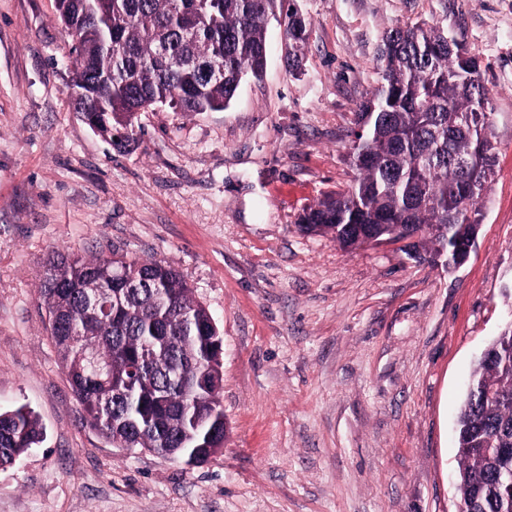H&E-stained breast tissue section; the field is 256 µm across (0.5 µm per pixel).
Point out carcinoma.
Segmentation results:
<instances>
[{
    "mask_svg": "<svg viewBox=\"0 0 512 512\" xmlns=\"http://www.w3.org/2000/svg\"><path fill=\"white\" fill-rule=\"evenodd\" d=\"M277 0H62L73 87L97 86L75 108L109 142L157 105L226 109L244 79L263 73ZM300 69L310 22L285 12ZM459 42L438 23L398 25L378 56L379 86L357 112L356 176L297 218L343 248L407 240L452 252L475 240L494 175L489 90L461 66ZM224 68L221 80L209 70ZM40 299L86 423L119 448H154L206 462L224 448L222 340L184 276L156 259L49 257ZM457 420L458 491L465 512H512V322L482 354ZM43 440L34 412H0V468Z\"/></svg>",
    "mask_w": 512,
    "mask_h": 512,
    "instance_id": "1",
    "label": "carcinoma"
}]
</instances>
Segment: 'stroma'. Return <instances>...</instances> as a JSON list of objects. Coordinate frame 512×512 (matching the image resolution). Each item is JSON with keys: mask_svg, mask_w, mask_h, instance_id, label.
Wrapping results in <instances>:
<instances>
[{"mask_svg": "<svg viewBox=\"0 0 512 512\" xmlns=\"http://www.w3.org/2000/svg\"><path fill=\"white\" fill-rule=\"evenodd\" d=\"M261 79L223 111L139 113L109 145L69 93L55 0H0V410L44 439L0 469V512H457L456 417L512 321V0H297ZM439 22L479 59L495 174L468 261L345 249L297 223L354 177L356 112L395 25ZM180 271L223 338L224 450L187 465L92 430L38 296L52 251ZM287 21L286 34L290 40V45L295 41L297 44V52L288 51V68L294 72L300 69L303 58L305 57V48L309 37L310 22L297 8L285 12Z\"/></svg>", "mask_w": 512, "mask_h": 512, "instance_id": "stroma-1", "label": "stroma"}]
</instances>
